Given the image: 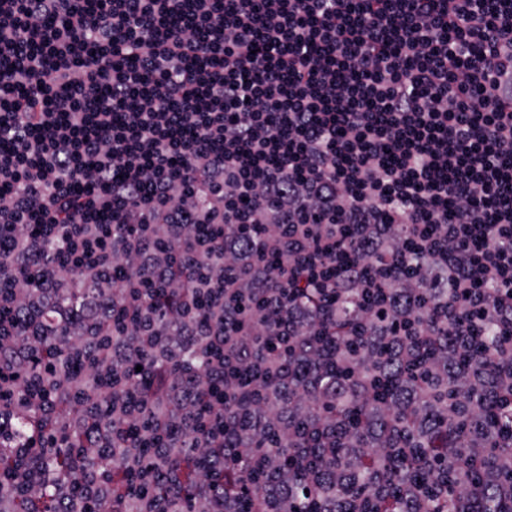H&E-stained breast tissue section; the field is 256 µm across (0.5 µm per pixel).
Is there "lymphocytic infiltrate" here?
<instances>
[{"label": "lymphocytic infiltrate", "mask_w": 512, "mask_h": 512, "mask_svg": "<svg viewBox=\"0 0 512 512\" xmlns=\"http://www.w3.org/2000/svg\"><path fill=\"white\" fill-rule=\"evenodd\" d=\"M0 227V430L42 372L82 441L80 480L4 506L512 501V436L432 498L406 439L455 426L437 384L512 416V0H0ZM74 288L84 368L50 376ZM65 333L66 326L64 324L52 318L44 320L41 339L46 342L47 350L52 353V358H56L62 368L73 363L78 355L75 344L68 336H65Z\"/></svg>", "instance_id": "1"}]
</instances>
